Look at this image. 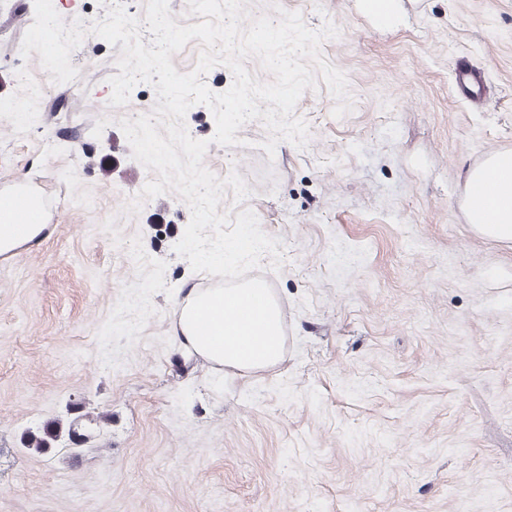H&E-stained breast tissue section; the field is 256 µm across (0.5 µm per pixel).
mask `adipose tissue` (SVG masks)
Returning <instances> with one entry per match:
<instances>
[{
	"instance_id": "ef3b65f1",
	"label": "adipose tissue",
	"mask_w": 512,
	"mask_h": 512,
	"mask_svg": "<svg viewBox=\"0 0 512 512\" xmlns=\"http://www.w3.org/2000/svg\"><path fill=\"white\" fill-rule=\"evenodd\" d=\"M487 176L476 170L467 185L486 181L488 194L470 221L477 231L500 243L512 244V153L493 156ZM47 223L21 227L6 204H0V260L16 257L26 245L42 239ZM171 330L189 356L215 371H263L284 362L279 304L264 288H199L190 286L180 301Z\"/></svg>"
}]
</instances>
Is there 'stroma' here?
<instances>
[{"label":"stroma","instance_id":"1","mask_svg":"<svg viewBox=\"0 0 512 512\" xmlns=\"http://www.w3.org/2000/svg\"><path fill=\"white\" fill-rule=\"evenodd\" d=\"M363 2L246 0L339 30L321 54L351 108L306 89L304 148L267 155L259 119L224 147L206 106L186 115L204 166L250 190L218 212L253 211L282 254L244 278L277 295L286 359L236 375L171 334L185 281L231 283L174 252L188 205L125 211L159 175L119 121L152 111L154 87L111 106L122 48L92 34L53 82L14 23L34 0H0V188L55 201L52 234L0 261V512H512V249L456 207L478 156L512 152V0H420L383 23ZM463 52L492 86L477 109L452 88ZM53 421L47 448L24 447Z\"/></svg>","mask_w":512,"mask_h":512}]
</instances>
